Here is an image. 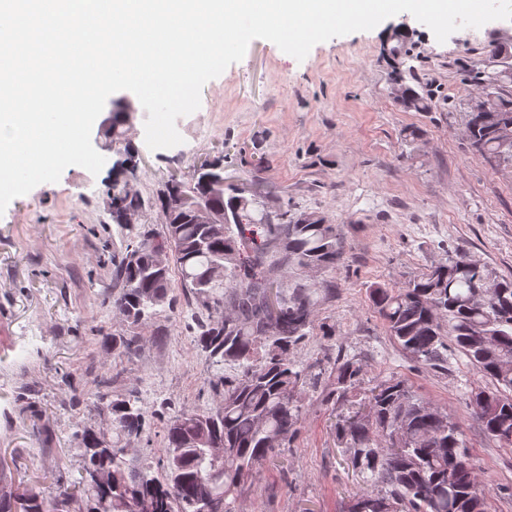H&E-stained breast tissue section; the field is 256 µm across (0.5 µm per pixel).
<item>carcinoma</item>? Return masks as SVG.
<instances>
[{
    "instance_id": "obj_1",
    "label": "carcinoma",
    "mask_w": 512,
    "mask_h": 512,
    "mask_svg": "<svg viewBox=\"0 0 512 512\" xmlns=\"http://www.w3.org/2000/svg\"><path fill=\"white\" fill-rule=\"evenodd\" d=\"M397 102L408 111L430 109L427 94L402 83ZM487 109L497 123L480 112L467 113L466 128L475 152L483 158L512 164V95L503 86L493 90ZM115 213L142 208L137 196L112 185ZM188 191L194 203L224 216L222 224H196L193 209L178 202L177 185H165L158 202L165 224L161 242L168 251L165 265L153 272L154 257L144 236L155 232L143 224L125 227L124 251L114 263L113 280L121 288L114 305L132 324L148 310L165 307L171 288V267L181 275L182 288L205 312L231 308L217 320L199 323L197 343L210 358L236 363L241 373L209 380L215 405L170 417L164 430V451L142 460L124 453L131 438L144 441L145 412L132 394L98 392L95 408L112 415V453L98 447L97 432L77 434L82 466L79 477L59 484L52 495L57 512H137L146 500L156 512H201L197 489L205 484L214 494L207 512H234L236 500L256 466L288 447L302 419L294 397L296 387L318 383L323 372L299 369L291 349L307 335L317 299L300 278L278 286L279 312L266 307L267 286L276 272L333 271L343 260L336 225L315 213L292 212L286 197L257 207L237 190L210 188L196 181ZM224 266V282L212 279L214 266ZM492 277L495 292L478 294L481 277ZM372 298L390 336L414 360L436 367L448 362L454 346L494 388L484 390L486 402L473 412L484 432L512 446V279L496 275L465 254H455L430 267L405 286L372 288ZM482 333L492 346L481 354L472 345ZM362 368L353 359H337L330 368L335 388L328 396L344 400L358 386ZM374 411L364 420L348 416L337 421L336 439L349 452L353 469L365 487L356 492L345 512H488L468 447L458 422L436 423L400 380L377 386ZM223 448V462L213 463L214 442ZM112 471L106 495L88 483L85 474ZM44 496L18 483L7 484L0 466V512H41Z\"/></svg>"
}]
</instances>
